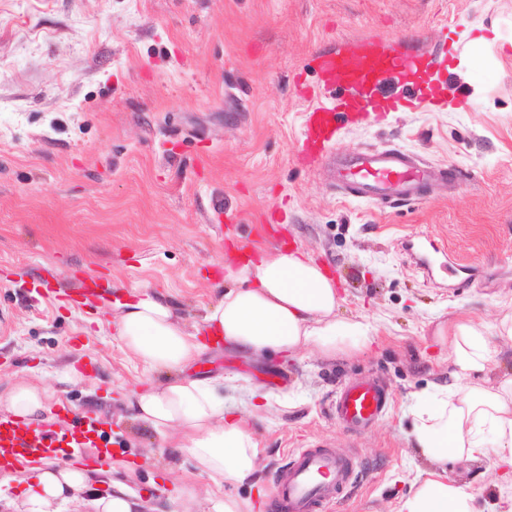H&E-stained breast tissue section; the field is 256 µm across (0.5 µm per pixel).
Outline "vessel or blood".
<instances>
[{"label": "vessel or blood", "instance_id": "b4317fda", "mask_svg": "<svg viewBox=\"0 0 512 512\" xmlns=\"http://www.w3.org/2000/svg\"><path fill=\"white\" fill-rule=\"evenodd\" d=\"M420 61L417 53L376 36L346 39L308 58V66L333 96L311 104L303 114L298 154L301 167L319 164L344 128L360 125L370 114L382 119L401 109L444 108L445 99L405 87L409 71ZM337 171L350 196L395 202L418 198L434 174L431 167L395 148L364 150L343 160ZM390 403L379 379L354 378L337 388L331 415L345 430L361 432L377 424ZM60 456H76L86 466L101 468L112 458V445L102 438L96 421L87 417L78 418L70 429L61 432L14 419L0 420V471ZM358 467L356 456L333 448L294 450L270 489L271 512H332L344 498Z\"/></svg>", "mask_w": 512, "mask_h": 512}]
</instances>
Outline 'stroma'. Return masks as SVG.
Wrapping results in <instances>:
<instances>
[{
	"label": "stroma",
	"mask_w": 512,
	"mask_h": 512,
	"mask_svg": "<svg viewBox=\"0 0 512 512\" xmlns=\"http://www.w3.org/2000/svg\"><path fill=\"white\" fill-rule=\"evenodd\" d=\"M370 35L430 55L428 74L470 102L368 121L332 145L451 169L412 202L348 197L327 167L296 161L300 91L319 82L307 57ZM249 242L325 266L337 318L376 339L336 358L223 344L185 376L216 381L249 418L260 485L293 449L324 445L363 462L336 512H395L416 474L410 411L449 366L438 324L512 311V0H0V393L33 382L53 405L47 426L79 414L111 433V465L84 499L119 480L142 512H183L187 486L193 512H209L218 488L129 406L146 372L109 304L146 285L193 327ZM89 275L106 291L81 304ZM369 374L393 408L346 433L330 416L336 388ZM84 499L63 512H86Z\"/></svg>",
	"instance_id": "1"
}]
</instances>
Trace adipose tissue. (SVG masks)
Listing matches in <instances>:
<instances>
[{
	"mask_svg": "<svg viewBox=\"0 0 512 512\" xmlns=\"http://www.w3.org/2000/svg\"><path fill=\"white\" fill-rule=\"evenodd\" d=\"M224 281V294L194 330L177 322L163 297L145 290L119 304L116 328L122 344L152 373L132 392L137 418L172 438L199 472L218 484L253 480L259 448L246 421L225 408L214 384L183 374L205 351L206 340L252 354L289 356L309 349L326 357L360 351L374 340L369 325L337 319L335 281L300 250H264L258 260L227 264ZM435 336L449 347L452 368L421 394L404 433L426 466L396 512H512V376L490 388L467 381L490 372L501 359L502 344H512V312L491 330L461 317L439 324ZM157 373L163 382L154 381ZM46 399L45 389L22 381L0 406L36 425ZM452 460L480 462L495 472L490 493L477 495L450 482L446 466ZM89 480L82 468L49 463L34 468L24 492L27 512H49L52 503L68 500Z\"/></svg>",
	"mask_w": 512,
	"mask_h": 512,
	"instance_id": "1",
	"label": "adipose tissue"
}]
</instances>
